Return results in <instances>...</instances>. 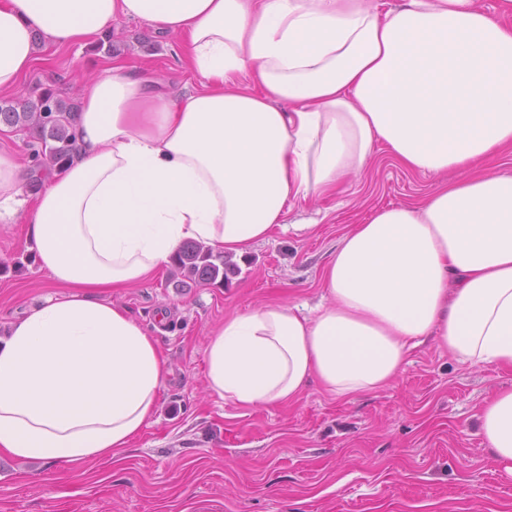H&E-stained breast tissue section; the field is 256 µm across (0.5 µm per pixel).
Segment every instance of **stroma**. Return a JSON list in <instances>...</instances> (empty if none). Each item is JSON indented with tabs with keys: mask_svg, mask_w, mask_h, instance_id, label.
Wrapping results in <instances>:
<instances>
[{
	"mask_svg": "<svg viewBox=\"0 0 512 512\" xmlns=\"http://www.w3.org/2000/svg\"><path fill=\"white\" fill-rule=\"evenodd\" d=\"M177 36L123 20L112 50L183 92L197 83L175 54ZM97 47L54 53L34 68L24 95L54 89L80 101L78 77L108 58ZM438 176L408 171L377 150L367 174L341 198L308 202L239 261L221 287L163 272L110 293L154 331L169 375L154 420L117 461L79 467L0 457V512H512V475L495 468L475 432L482 402L512 385V373L459 364L429 341L397 380L335 400L310 383L285 406L243 408L209 395L203 357L227 315L267 301L319 303L321 273L352 225L382 206L420 203ZM22 220H0V332L50 292Z\"/></svg>",
	"mask_w": 512,
	"mask_h": 512,
	"instance_id": "35a3bbf8",
	"label": "stroma"
}]
</instances>
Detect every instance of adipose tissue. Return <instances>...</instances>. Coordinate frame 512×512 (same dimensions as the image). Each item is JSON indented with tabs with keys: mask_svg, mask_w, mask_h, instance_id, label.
I'll return each instance as SVG.
<instances>
[{
	"mask_svg": "<svg viewBox=\"0 0 512 512\" xmlns=\"http://www.w3.org/2000/svg\"><path fill=\"white\" fill-rule=\"evenodd\" d=\"M122 20L180 36L199 86L175 93L114 59L81 85L77 162L28 195L25 167L0 155V204L22 212L55 289L0 337V455L119 459L169 369L105 292L190 240L244 256L379 148L442 183L353 225L315 313L272 301L225 318L208 390L282 405L314 380L350 399L391 385L429 339L460 364L512 369V176L486 164L512 151V0L492 14L476 0H0V93ZM477 432L512 474V387L482 404Z\"/></svg>",
	"mask_w": 512,
	"mask_h": 512,
	"instance_id": "1",
	"label": "adipose tissue"
}]
</instances>
